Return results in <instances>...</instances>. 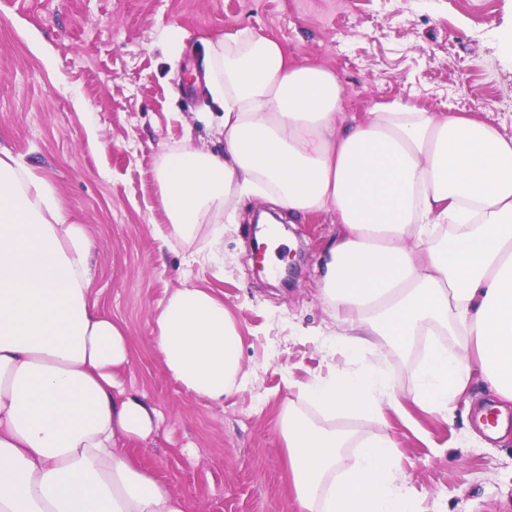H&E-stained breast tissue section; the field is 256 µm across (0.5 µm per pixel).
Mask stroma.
Here are the masks:
<instances>
[{
    "mask_svg": "<svg viewBox=\"0 0 512 512\" xmlns=\"http://www.w3.org/2000/svg\"><path fill=\"white\" fill-rule=\"evenodd\" d=\"M244 27L334 72L347 115L402 100L512 138V0H0V149L41 175L93 240L95 297L133 346L123 385L161 414L134 452L187 512H295L278 415L305 408L304 386L340 363L326 341L341 327L320 298L335 214L307 215L266 247L283 264L299 256L288 286L252 256L261 199H235L219 241L159 237L164 149L221 147V112L197 80L204 47ZM187 282L213 289L243 336L252 383L220 402L187 394L155 347L154 317ZM496 402L475 370L448 416L408 402L336 426L394 438L424 512H512V426L493 439L477 424Z\"/></svg>",
    "mask_w": 512,
    "mask_h": 512,
    "instance_id": "1",
    "label": "stroma"
}]
</instances>
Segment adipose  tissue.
<instances>
[{
	"label": "adipose tissue",
	"mask_w": 512,
	"mask_h": 512,
	"mask_svg": "<svg viewBox=\"0 0 512 512\" xmlns=\"http://www.w3.org/2000/svg\"><path fill=\"white\" fill-rule=\"evenodd\" d=\"M209 90L224 148L183 144L156 172L173 234L195 238L230 197L258 195L303 217L335 212L343 231L320 258V295L342 323L329 340L342 369L311 381L307 404L280 417L297 512H421L396 443L351 441L337 415L381 413L410 400L447 414L473 369L512 403V138L492 125L395 100L345 121L329 69L289 58L244 27L209 42ZM93 244L67 223L47 182L0 150V512H185V502L126 453L157 412L128 391L129 336L91 292ZM163 365L208 401L246 390L243 342L224 302L193 284L154 319ZM434 343L406 393L382 343Z\"/></svg>",
	"instance_id": "ef3b65f1"
}]
</instances>
